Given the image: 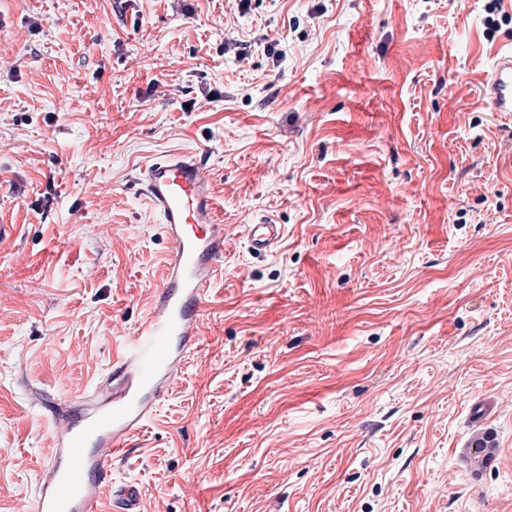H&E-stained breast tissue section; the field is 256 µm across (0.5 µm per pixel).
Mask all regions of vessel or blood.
<instances>
[{"mask_svg": "<svg viewBox=\"0 0 512 512\" xmlns=\"http://www.w3.org/2000/svg\"><path fill=\"white\" fill-rule=\"evenodd\" d=\"M482 93L492 111L512 112V49L483 76ZM139 182L170 244L159 291L105 385L90 400L53 412L54 446L32 512H100L99 488L112 457L152 416L184 352L198 340L201 307L224 257V227L208 171L191 155H167L145 165ZM282 237L281 225L253 224L248 248L267 254ZM139 503L136 484L114 488V512H139Z\"/></svg>", "mask_w": 512, "mask_h": 512, "instance_id": "1", "label": "vessel or blood"}]
</instances>
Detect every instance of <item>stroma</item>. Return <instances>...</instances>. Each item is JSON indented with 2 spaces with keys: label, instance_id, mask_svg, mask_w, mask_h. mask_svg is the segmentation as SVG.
I'll return each mask as SVG.
<instances>
[{
  "label": "stroma",
  "instance_id": "35a3bbf8",
  "mask_svg": "<svg viewBox=\"0 0 512 512\" xmlns=\"http://www.w3.org/2000/svg\"><path fill=\"white\" fill-rule=\"evenodd\" d=\"M488 2L0 0V512L35 497L47 402L147 317L168 244L139 170L175 152L224 260L102 512L127 481L140 512H512V117L480 98L512 23L488 36ZM283 237V229L280 224H253L248 229V248L255 254H267L273 251Z\"/></svg>",
  "mask_w": 512,
  "mask_h": 512
}]
</instances>
